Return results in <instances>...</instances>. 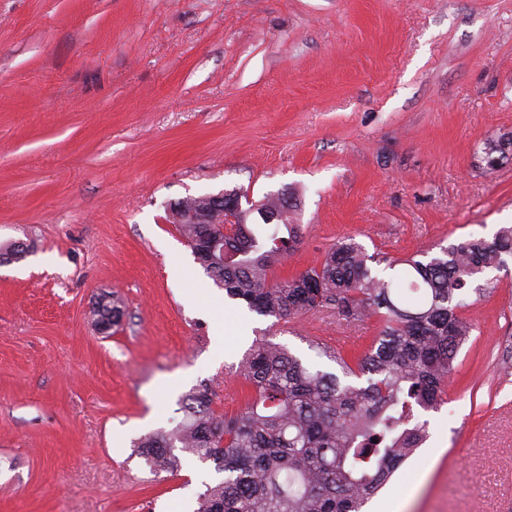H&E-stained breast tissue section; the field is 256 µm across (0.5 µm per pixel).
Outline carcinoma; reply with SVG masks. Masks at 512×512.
Returning <instances> with one entry per match:
<instances>
[{
	"mask_svg": "<svg viewBox=\"0 0 512 512\" xmlns=\"http://www.w3.org/2000/svg\"><path fill=\"white\" fill-rule=\"evenodd\" d=\"M512 137L484 143L493 170ZM298 205L283 216L270 195L239 213L224 235V263L194 244L213 224H178L195 262L231 300L284 324L320 308L349 320L376 318L378 336L354 359L319 342L330 371L267 341L237 366L250 393L235 414L215 411L208 382L180 399L183 418L140 438L134 452L155 473L176 474L185 452L212 462L223 479L206 486L194 512H362L428 438L424 414L437 409L459 349L473 324L462 315L488 289L477 275L512 260V225L470 237L428 259H390L352 237L338 240L318 265L289 277L275 270L303 244Z\"/></svg>",
	"mask_w": 512,
	"mask_h": 512,
	"instance_id": "obj_1",
	"label": "carcinoma"
}]
</instances>
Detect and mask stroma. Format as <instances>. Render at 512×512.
<instances>
[{"label": "stroma", "mask_w": 512, "mask_h": 512, "mask_svg": "<svg viewBox=\"0 0 512 512\" xmlns=\"http://www.w3.org/2000/svg\"><path fill=\"white\" fill-rule=\"evenodd\" d=\"M512 0H0V512H194L212 465L154 474L142 435L259 339L351 357L376 320L333 309L274 324L225 297L172 221L234 187L300 199L304 244L345 236L403 258L512 224ZM465 310L429 438L369 502L399 512L512 503V266ZM119 326L98 333L95 298ZM512 148V137L504 139L502 137L497 139H489L484 143V160L486 167L489 170H494L498 162L506 157ZM105 299H107V301L103 307L104 314L110 312V310L108 309V306L112 305V312L109 314V316L104 317V318H100V317L96 316V314H95L96 309L94 308V315L96 316V326H97L99 333H101V334L108 333L112 329V324L117 326L122 321V318L124 316L123 306L121 305V303L118 299H114V298H112V300L108 299V298H105Z\"/></svg>", "instance_id": "35a3bbf8"}]
</instances>
